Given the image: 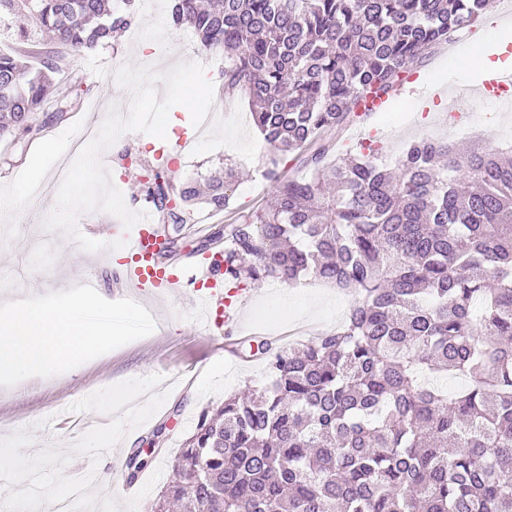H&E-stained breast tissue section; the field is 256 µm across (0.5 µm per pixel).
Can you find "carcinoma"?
Segmentation results:
<instances>
[{"mask_svg":"<svg viewBox=\"0 0 512 512\" xmlns=\"http://www.w3.org/2000/svg\"><path fill=\"white\" fill-rule=\"evenodd\" d=\"M133 0H0L33 63L0 49V140L25 153L37 114L63 122L68 59L111 43ZM486 0H173L171 22L231 55L271 146L310 179L275 178L270 209L238 215L202 252L235 284L311 276L355 296L342 324L302 343L264 341L259 386L204 410L152 505L167 512H512V159L412 142L389 170L344 130L387 107L397 81L482 21ZM175 249L192 206L222 211L235 170L206 189L141 168ZM467 379L452 396L427 374Z\"/></svg>","mask_w":512,"mask_h":512,"instance_id":"1","label":"carcinoma"}]
</instances>
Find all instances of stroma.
<instances>
[{"label":"stroma","instance_id":"35a3bbf8","mask_svg":"<svg viewBox=\"0 0 512 512\" xmlns=\"http://www.w3.org/2000/svg\"><path fill=\"white\" fill-rule=\"evenodd\" d=\"M135 24L111 46L73 57L69 68L95 86L80 107L61 123L51 122L30 135L25 158H18L8 142L0 141V222L10 232L0 235V296L33 284L41 292L54 291L72 277L95 276L99 294L108 300L119 299L123 292V265L108 250L87 252L72 239L58 232L45 231L42 223L55 206V195L34 200L30 191L36 183L53 180L57 170L71 164L75 157L74 140L86 127L100 128L111 105L127 107L129 93L119 84L103 87L100 74L133 61L137 48H146L150 65L164 72L178 62L194 60L207 64V75L215 86L214 105L206 124L194 128L189 111L174 107L169 114L166 139L143 133L119 138L106 151L114 186L127 207L140 211L144 204L137 171L129 169L125 153L136 155L145 165L156 164L159 150H170L175 162L169 165L171 176L179 181L204 180L225 166H233L238 178L230 191V205L223 212H212L205 204L195 205L169 257L170 263L183 267L196 256L205 239L221 231L238 212L267 206L272 195L268 158L270 147L249 121V105L242 94H225L222 87L224 53L205 51L191 30L173 27L169 20L170 0H138ZM497 42L494 30H486L474 47L455 56L438 49L418 69L408 93L385 111L377 112L363 124L348 131L350 142L367 136L379 140V163L394 166L407 146L418 139L434 136L464 148L492 142L501 150H512V110L501 102L473 96L484 72L476 65L477 56ZM464 107L468 121L449 131V108ZM184 147H177V140ZM55 145L59 153L44 166L39 179H31V160L43 144ZM310 292L326 293L330 301L315 316L301 310L277 311L273 303L282 294V283L270 282L268 288H255L244 313L245 335L250 343L272 340L284 343L285 331L298 324L311 326L314 332L334 329L348 310L353 297L332 285L306 279ZM192 292L175 294L166 301L144 297L157 331L133 341L81 366L52 378L32 377L11 388L0 387V437L26 429L33 436L34 448L62 447L75 441L97 425L108 424L107 416L76 413L72 425L61 431L54 415L63 405L115 383L160 375L168 397L164 405L144 425L138 427L133 444L121 445L112 459L99 463L100 474L93 487L95 497L112 495L115 484L126 482L125 462L132 448H139L146 462L137 483L138 490L120 497L121 512H148L151 503L173 476V464L183 443L194 430L203 409L220 406L225 397L262 382L264 365L259 361L226 362L222 353L212 351V342L199 334L195 320L197 309ZM162 430L158 446H150L154 430Z\"/></svg>","mask_w":512,"mask_h":512}]
</instances>
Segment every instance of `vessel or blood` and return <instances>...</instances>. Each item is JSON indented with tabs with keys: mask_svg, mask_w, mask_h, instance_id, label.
Returning <instances> with one entry per match:
<instances>
[{
	"mask_svg": "<svg viewBox=\"0 0 512 512\" xmlns=\"http://www.w3.org/2000/svg\"><path fill=\"white\" fill-rule=\"evenodd\" d=\"M480 93L501 102L512 100V70L486 73ZM124 237L129 256L124 270L128 297L159 290L171 292L182 288L185 280L192 279L200 285L195 292V304L200 310L199 325L209 333L222 327L233 331L240 329L242 313L251 299V293L246 288H222L219 269L223 259L220 255L210 252L200 255L185 270L166 269L159 261L163 237L150 214L125 232Z\"/></svg>",
	"mask_w": 512,
	"mask_h": 512,
	"instance_id": "1",
	"label": "vessel or blood"
}]
</instances>
